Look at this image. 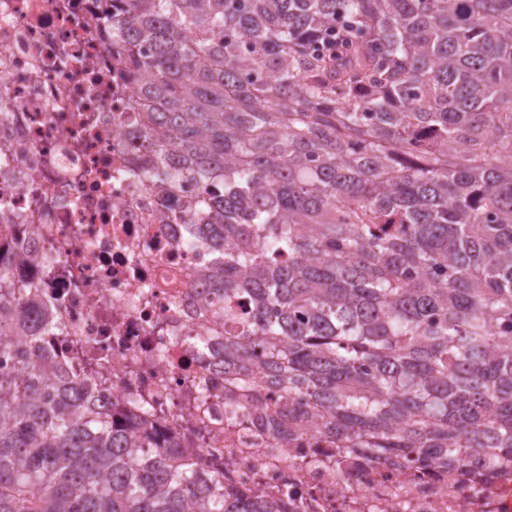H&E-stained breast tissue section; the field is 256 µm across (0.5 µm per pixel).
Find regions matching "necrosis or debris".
<instances>
[{
    "label": "necrosis or debris",
    "instance_id": "necrosis-or-debris-1",
    "mask_svg": "<svg viewBox=\"0 0 512 512\" xmlns=\"http://www.w3.org/2000/svg\"><path fill=\"white\" fill-rule=\"evenodd\" d=\"M106 0H0V248L36 293L38 339L60 372L82 369L193 467L286 498L293 512H512V472L479 477L354 462L323 440L270 431L277 397L224 395L232 324L207 304L215 264L187 201L199 182L149 179L154 140L122 77Z\"/></svg>",
    "mask_w": 512,
    "mask_h": 512
}]
</instances>
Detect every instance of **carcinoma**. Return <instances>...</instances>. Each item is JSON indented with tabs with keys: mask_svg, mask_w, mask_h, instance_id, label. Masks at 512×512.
Listing matches in <instances>:
<instances>
[{
	"mask_svg": "<svg viewBox=\"0 0 512 512\" xmlns=\"http://www.w3.org/2000/svg\"><path fill=\"white\" fill-rule=\"evenodd\" d=\"M120 2L150 175L201 183L224 255L227 393L340 464L512 467V0ZM31 317L0 258V512H288L94 410L9 336Z\"/></svg>",
	"mask_w": 512,
	"mask_h": 512,
	"instance_id": "carcinoma-1",
	"label": "carcinoma"
}]
</instances>
